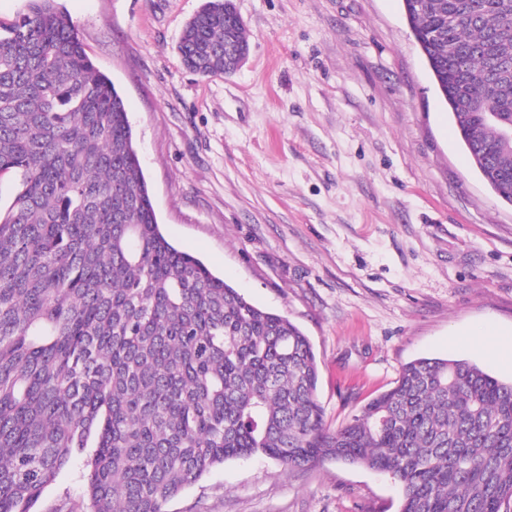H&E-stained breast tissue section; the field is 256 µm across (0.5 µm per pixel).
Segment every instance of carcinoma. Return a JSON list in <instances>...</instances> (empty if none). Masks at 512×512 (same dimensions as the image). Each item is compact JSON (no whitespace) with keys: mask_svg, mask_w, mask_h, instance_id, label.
Returning <instances> with one entry per match:
<instances>
[{"mask_svg":"<svg viewBox=\"0 0 512 512\" xmlns=\"http://www.w3.org/2000/svg\"><path fill=\"white\" fill-rule=\"evenodd\" d=\"M471 160L512 186V0H402ZM248 54L233 0L177 51L202 76ZM0 512H33L89 444L91 512H167L228 460L388 475L399 512H512V381L406 363L332 428L312 344L161 233L123 98L58 0L0 20Z\"/></svg>","mask_w":512,"mask_h":512,"instance_id":"cac0c4a2","label":"carcinoma"}]
</instances>
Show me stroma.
Returning a JSON list of instances; mask_svg holds the SVG:
<instances>
[{"instance_id": "stroma-1", "label": "stroma", "mask_w": 512, "mask_h": 512, "mask_svg": "<svg viewBox=\"0 0 512 512\" xmlns=\"http://www.w3.org/2000/svg\"><path fill=\"white\" fill-rule=\"evenodd\" d=\"M122 96L165 237L309 337L330 425L418 357L512 380V206L470 164L401 0H234L228 76L176 45L203 0H58ZM82 460L34 512H90ZM384 474L229 460L168 512H398Z\"/></svg>"}]
</instances>
